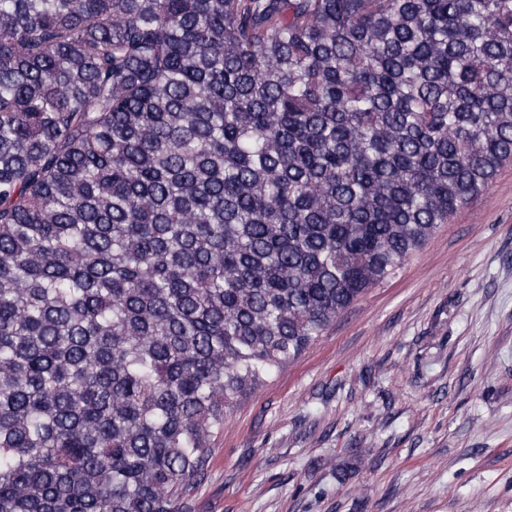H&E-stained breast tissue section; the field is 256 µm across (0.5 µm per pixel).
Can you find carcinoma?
Instances as JSON below:
<instances>
[{"label": "carcinoma", "instance_id": "obj_1", "mask_svg": "<svg viewBox=\"0 0 512 512\" xmlns=\"http://www.w3.org/2000/svg\"><path fill=\"white\" fill-rule=\"evenodd\" d=\"M511 161L512 0H0V512H185Z\"/></svg>", "mask_w": 512, "mask_h": 512}]
</instances>
